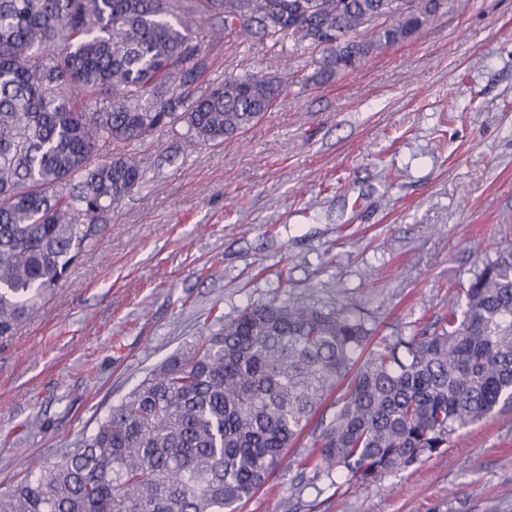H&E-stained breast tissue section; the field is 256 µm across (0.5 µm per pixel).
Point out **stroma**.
I'll return each mask as SVG.
<instances>
[{"label": "stroma", "instance_id": "1", "mask_svg": "<svg viewBox=\"0 0 512 512\" xmlns=\"http://www.w3.org/2000/svg\"><path fill=\"white\" fill-rule=\"evenodd\" d=\"M206 49L191 96L252 72L286 91L238 137L193 146L178 122L134 146L141 186L0 340V482L74 447L251 302L303 296L410 335L512 243V0H455L323 85L307 80L321 53L305 43L232 34ZM303 456L289 449L241 512H512V408L368 483L313 480Z\"/></svg>", "mask_w": 512, "mask_h": 512}]
</instances>
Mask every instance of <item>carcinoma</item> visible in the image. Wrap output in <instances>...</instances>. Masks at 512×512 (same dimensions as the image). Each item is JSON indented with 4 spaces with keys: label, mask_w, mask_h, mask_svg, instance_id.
Returning a JSON list of instances; mask_svg holds the SVG:
<instances>
[{
    "label": "carcinoma",
    "mask_w": 512,
    "mask_h": 512,
    "mask_svg": "<svg viewBox=\"0 0 512 512\" xmlns=\"http://www.w3.org/2000/svg\"><path fill=\"white\" fill-rule=\"evenodd\" d=\"M452 0H0V338L51 297L143 181L116 152L183 121L242 134L284 92L260 72L208 94L210 20L322 50L325 83L449 13ZM342 40L325 46L322 32ZM332 413L323 406L335 392ZM512 406V248L431 334L361 313L257 301L151 371L97 430L0 485V512H238L306 449L313 479L368 482Z\"/></svg>",
    "instance_id": "carcinoma-1"
}]
</instances>
